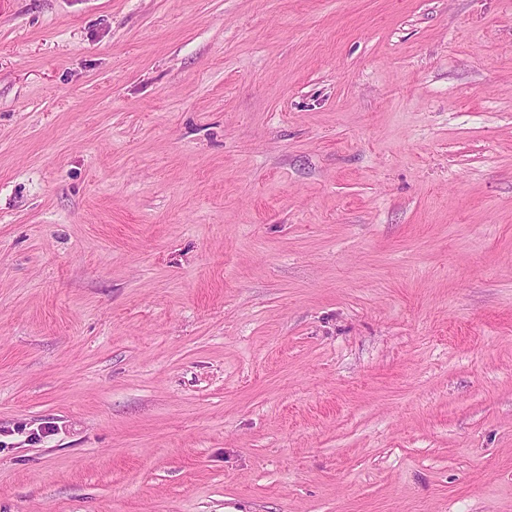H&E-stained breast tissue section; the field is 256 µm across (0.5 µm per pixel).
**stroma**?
<instances>
[{
  "label": "stroma",
  "mask_w": 512,
  "mask_h": 512,
  "mask_svg": "<svg viewBox=\"0 0 512 512\" xmlns=\"http://www.w3.org/2000/svg\"><path fill=\"white\" fill-rule=\"evenodd\" d=\"M0 512H512V0H0Z\"/></svg>",
  "instance_id": "35a3bbf8"
}]
</instances>
